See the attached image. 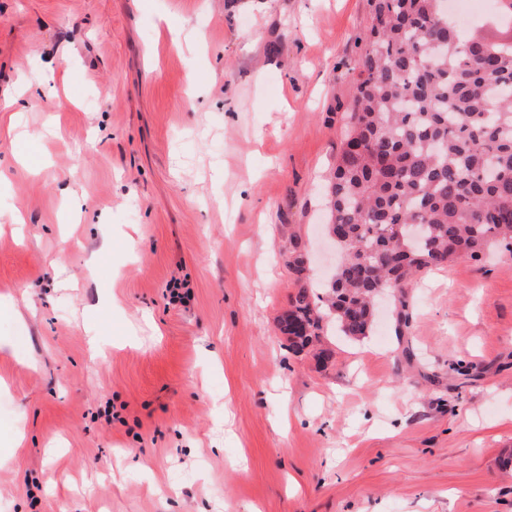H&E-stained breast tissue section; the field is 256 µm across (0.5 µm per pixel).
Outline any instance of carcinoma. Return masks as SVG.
I'll list each match as a JSON object with an SVG mask.
<instances>
[{
    "label": "carcinoma",
    "instance_id": "1",
    "mask_svg": "<svg viewBox=\"0 0 512 512\" xmlns=\"http://www.w3.org/2000/svg\"><path fill=\"white\" fill-rule=\"evenodd\" d=\"M375 23L355 81L351 121L328 186L325 227L341 233L325 288L309 275L300 238L289 266L299 288L278 319L287 348L319 363L326 319L359 341L373 332L375 298L456 258L512 257V0L486 24L505 34L473 40L447 0H372Z\"/></svg>",
    "mask_w": 512,
    "mask_h": 512
}]
</instances>
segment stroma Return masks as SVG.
<instances>
[{
  "mask_svg": "<svg viewBox=\"0 0 512 512\" xmlns=\"http://www.w3.org/2000/svg\"><path fill=\"white\" fill-rule=\"evenodd\" d=\"M372 24L0 0V512H512V261L421 274L325 366L277 328Z\"/></svg>",
  "mask_w": 512,
  "mask_h": 512,
  "instance_id": "stroma-1",
  "label": "stroma"
}]
</instances>
